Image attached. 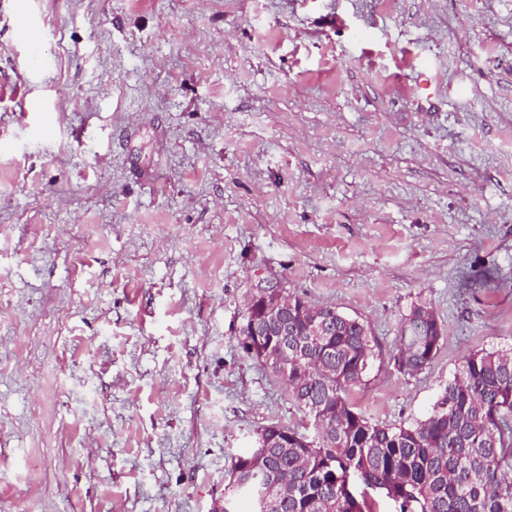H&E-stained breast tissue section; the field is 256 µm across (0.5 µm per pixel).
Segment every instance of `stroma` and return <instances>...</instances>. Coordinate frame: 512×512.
Wrapping results in <instances>:
<instances>
[{"mask_svg": "<svg viewBox=\"0 0 512 512\" xmlns=\"http://www.w3.org/2000/svg\"><path fill=\"white\" fill-rule=\"evenodd\" d=\"M269 283L368 325L379 424L512 346V0H0V512H221L310 423ZM441 337V326L433 310L425 304L414 305L398 340L399 368L410 375L423 371L434 359Z\"/></svg>", "mask_w": 512, "mask_h": 512, "instance_id": "obj_1", "label": "stroma"}]
</instances>
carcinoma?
Masks as SVG:
<instances>
[{
  "instance_id": "1",
  "label": "carcinoma",
  "mask_w": 512,
  "mask_h": 512,
  "mask_svg": "<svg viewBox=\"0 0 512 512\" xmlns=\"http://www.w3.org/2000/svg\"><path fill=\"white\" fill-rule=\"evenodd\" d=\"M266 304L248 311L243 349L288 342V395L311 429L272 423L259 435L286 448L256 446L238 456L224 488V512H237L288 477V493L270 512H375L373 496L396 512H512V348L465 357L433 411L413 424L379 425L357 411L349 394L368 382L378 357L367 325L298 296L285 311L284 332H271ZM442 337L433 310L410 309L398 340L397 364L423 371Z\"/></svg>"
}]
</instances>
